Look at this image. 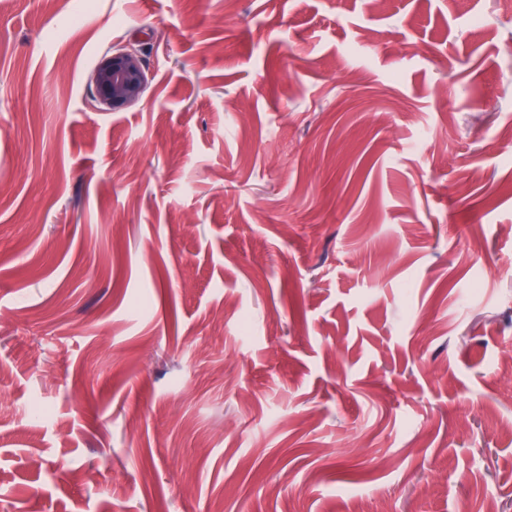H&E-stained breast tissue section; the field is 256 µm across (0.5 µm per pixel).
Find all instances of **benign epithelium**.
<instances>
[{
  "label": "benign epithelium",
  "mask_w": 512,
  "mask_h": 512,
  "mask_svg": "<svg viewBox=\"0 0 512 512\" xmlns=\"http://www.w3.org/2000/svg\"><path fill=\"white\" fill-rule=\"evenodd\" d=\"M145 86L146 61L140 50H108L95 68L92 97L100 110L115 112L137 101Z\"/></svg>",
  "instance_id": "1"
}]
</instances>
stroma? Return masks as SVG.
Segmentation results:
<instances>
[{
    "label": "stroma",
    "instance_id": "obj_1",
    "mask_svg": "<svg viewBox=\"0 0 512 512\" xmlns=\"http://www.w3.org/2000/svg\"><path fill=\"white\" fill-rule=\"evenodd\" d=\"M507 45L512 0H0V512H512ZM146 61L139 49L106 51L93 78L92 97L104 112L117 110L137 101L146 86Z\"/></svg>",
    "mask_w": 512,
    "mask_h": 512
}]
</instances>
